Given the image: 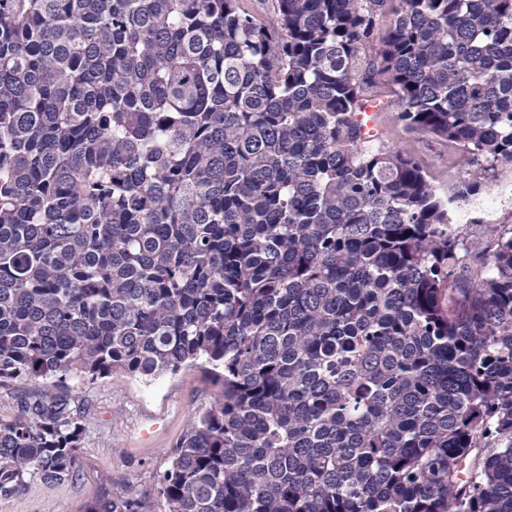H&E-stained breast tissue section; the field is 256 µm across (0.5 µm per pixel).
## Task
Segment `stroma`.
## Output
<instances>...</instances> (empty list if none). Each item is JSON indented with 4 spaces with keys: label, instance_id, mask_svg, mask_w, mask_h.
<instances>
[{
    "label": "stroma",
    "instance_id": "obj_1",
    "mask_svg": "<svg viewBox=\"0 0 512 512\" xmlns=\"http://www.w3.org/2000/svg\"><path fill=\"white\" fill-rule=\"evenodd\" d=\"M388 145L415 154L437 185L447 186L467 171L448 163L447 145L420 137L395 123L390 112L378 115ZM58 392L86 399L93 422L80 450V476L61 485L30 480L16 495L0 498V512H84L95 500L132 491L166 512L158 480L194 416L209 408L221 391L201 365L147 382L123 372L88 381L68 377Z\"/></svg>",
    "mask_w": 512,
    "mask_h": 512
}]
</instances>
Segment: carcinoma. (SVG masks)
Masks as SVG:
<instances>
[{
    "label": "carcinoma",
    "instance_id": "carcinoma-1",
    "mask_svg": "<svg viewBox=\"0 0 512 512\" xmlns=\"http://www.w3.org/2000/svg\"><path fill=\"white\" fill-rule=\"evenodd\" d=\"M383 84L474 179L362 131ZM500 166L512 0H0V382L208 366L168 512H512V227L452 222ZM89 431L20 394L0 497Z\"/></svg>",
    "mask_w": 512,
    "mask_h": 512
}]
</instances>
